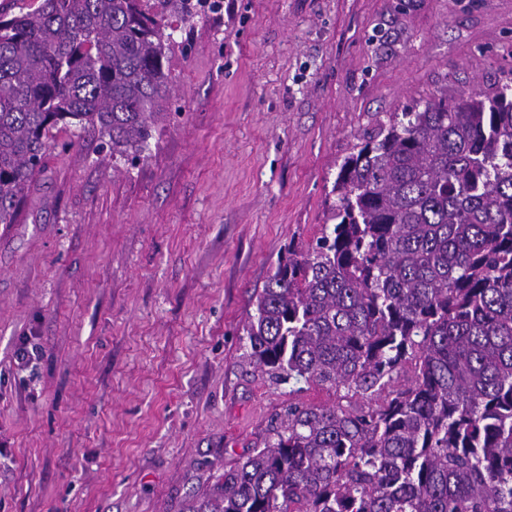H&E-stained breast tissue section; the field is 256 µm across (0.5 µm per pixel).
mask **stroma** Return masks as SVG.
I'll use <instances>...</instances> for the list:
<instances>
[{"label": "stroma", "instance_id": "obj_1", "mask_svg": "<svg viewBox=\"0 0 512 512\" xmlns=\"http://www.w3.org/2000/svg\"><path fill=\"white\" fill-rule=\"evenodd\" d=\"M175 39L146 158L59 131L0 224V512H187L289 400L332 403L246 358L255 291L389 113L512 79V0H218Z\"/></svg>", "mask_w": 512, "mask_h": 512}]
</instances>
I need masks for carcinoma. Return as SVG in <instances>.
<instances>
[{
    "label": "carcinoma",
    "instance_id": "obj_1",
    "mask_svg": "<svg viewBox=\"0 0 512 512\" xmlns=\"http://www.w3.org/2000/svg\"><path fill=\"white\" fill-rule=\"evenodd\" d=\"M207 0H42L0 13V224L52 130L139 158ZM332 223L290 245L244 326L290 402L188 512H512V81L393 112L344 158Z\"/></svg>",
    "mask_w": 512,
    "mask_h": 512
}]
</instances>
